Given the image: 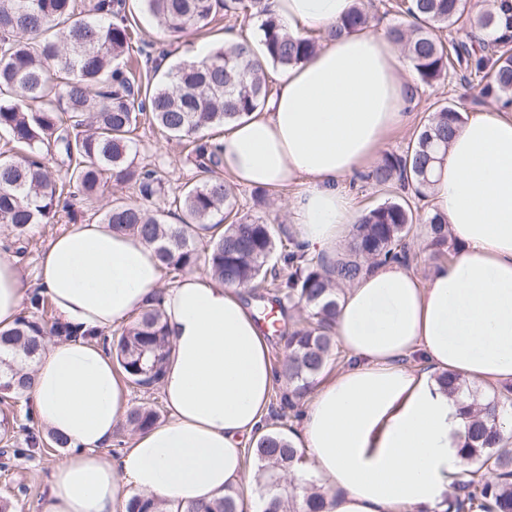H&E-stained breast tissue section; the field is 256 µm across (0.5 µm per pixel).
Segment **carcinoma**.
Segmentation results:
<instances>
[{"mask_svg":"<svg viewBox=\"0 0 512 512\" xmlns=\"http://www.w3.org/2000/svg\"><path fill=\"white\" fill-rule=\"evenodd\" d=\"M168 36L202 30L222 14L259 21V46L249 41L214 46L201 61L178 62L142 85L123 61L135 37L126 0H0V138L9 149L0 153V225L23 235L34 224H50L68 212V198H93L108 182L132 186L144 199L161 192L154 169L137 167L129 153L142 121L178 140L193 157L199 180L174 197L167 214H153L141 205L115 202L101 223L142 237L156 246L163 271L180 273L199 266L224 283L256 289L265 283L273 300L305 308L283 334L286 349L282 375L292 395L302 400L335 360L334 322L337 285L380 264L406 263L412 224L429 225L430 246L438 255L448 243L447 222L434 209L407 197L388 199L369 209L355 225L349 246L355 259L333 265L313 258L292 239L282 241L272 224L241 218L226 223L236 200L230 184L215 176L220 151L209 131L263 109L271 89L265 68L253 60L260 49L268 64L289 69L312 56L318 38L296 37L271 12L268 0H143ZM471 15L470 0H407L408 25L388 29L419 81L431 85L448 77L478 79V95L512 105V0H483ZM374 0H354L335 33L369 26ZM456 29L445 45L437 32ZM464 116L452 103L435 104L433 115L405 150L387 153L368 173L376 185L414 188V198L428 199L429 175ZM194 224L224 225L201 247L188 233ZM32 315L0 333V399L11 401L0 415V431L26 432L25 447L3 450L11 458L34 459L48 444L28 426L34 420L28 405V368L47 336L71 337L78 332L56 318L51 299L38 292L29 298ZM110 347L128 384L143 393L157 389L170 351L159 308L140 313L112 337ZM448 395H462L469 419L461 455L479 467L453 484L448 512H512V449L503 433V419L512 417V385L482 395L459 376L440 377ZM159 419L151 406L132 408L126 418L131 430H147ZM257 460L255 482L261 512H326V496L309 483L290 484L286 476L302 460V451L272 431L247 449ZM127 512H159L154 499L130 497ZM184 512H243L230 492L208 504L189 505Z\"/></svg>","mask_w":512,"mask_h":512,"instance_id":"obj_1","label":"carcinoma"}]
</instances>
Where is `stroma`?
Listing matches in <instances>:
<instances>
[{
  "label": "stroma",
  "mask_w": 512,
  "mask_h": 512,
  "mask_svg": "<svg viewBox=\"0 0 512 512\" xmlns=\"http://www.w3.org/2000/svg\"><path fill=\"white\" fill-rule=\"evenodd\" d=\"M133 18L144 41L153 43L155 47L175 44L177 52L175 61L197 59L199 47L213 48L221 43L226 30H233L237 35L249 39H258L260 32L254 21L236 17H220L210 31L198 32L190 30L182 34L177 41H170L158 28L155 20L142 13L137 0H127ZM477 88L465 84L459 79L442 80L433 85L422 83L415 86V97L409 111L411 117L402 127L391 131L384 142L378 147V154L402 152L409 140L413 138L418 127L429 119L432 105L445 100L459 105L464 117L470 118L479 114L497 111L495 102L475 103ZM132 157L135 164L155 168L165 182V196L153 199L148 207L153 211L166 210L170 199L180 194L185 183L195 181L197 170L188 158L186 150L177 141L168 139L166 134L155 127L141 126L138 131L136 146ZM305 187L304 182H296L287 187L271 190L267 204L258 205L253 200L254 190L248 186H236L235 209L240 217L259 219L279 226L281 236H289L291 214L288 202ZM121 200L131 204L140 203L141 198L134 189L125 185L108 184L96 197L76 200L73 206L76 223L83 224L99 219L113 200ZM67 224H37L29 228L23 236H16L10 231L0 228V249L16 255L27 279H34L38 259L46 245L55 236L66 232ZM55 463L54 458L44 460H27L24 458L11 460L9 471H0V498L11 499L13 512H43L48 493V474ZM25 484L26 493H19L17 484Z\"/></svg>",
  "instance_id": "1"
}]
</instances>
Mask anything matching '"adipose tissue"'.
<instances>
[{
	"label": "adipose tissue",
	"instance_id": "adipose-tissue-1",
	"mask_svg": "<svg viewBox=\"0 0 512 512\" xmlns=\"http://www.w3.org/2000/svg\"><path fill=\"white\" fill-rule=\"evenodd\" d=\"M294 35L321 47L277 81L263 111L226 125L223 171L246 186L306 179L291 203L306 253L334 262L353 234L346 183L415 95L408 63L386 36L335 35L353 0H270ZM458 252L420 280L400 264L361 274L338 299L337 342L350 363L327 376L285 439L305 449L295 484L323 488L330 512H446L467 461L466 420L439 375L475 386L512 382V116L462 123L428 189ZM154 245L97 222L76 224L42 253L36 285L79 336L47 342L28 390L48 434L70 452L48 478L44 512H122L129 490L165 512L240 487L245 448L265 431L277 374L271 348L239 287L194 272L161 285ZM27 295L0 251V331ZM160 308L171 343L161 382L165 423L135 433L117 459L102 451L129 409L126 379L86 331H109ZM421 353L423 368L407 365Z\"/></svg>",
	"mask_w": 512,
	"mask_h": 512
}]
</instances>
